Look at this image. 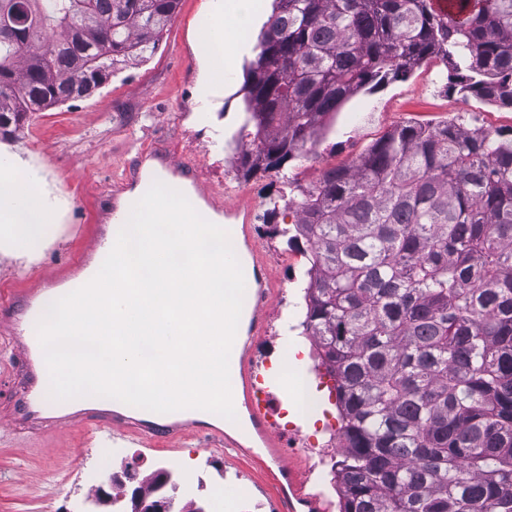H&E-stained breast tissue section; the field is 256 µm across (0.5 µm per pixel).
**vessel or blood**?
Instances as JSON below:
<instances>
[{
  "label": "vessel or blood",
  "mask_w": 512,
  "mask_h": 512,
  "mask_svg": "<svg viewBox=\"0 0 512 512\" xmlns=\"http://www.w3.org/2000/svg\"><path fill=\"white\" fill-rule=\"evenodd\" d=\"M162 182L179 191H193L203 203L204 218L223 217L227 230L237 243L247 248L248 262L244 270L250 282L247 301V334L264 335L270 304L271 274L255 237L253 206L245 200H228L223 191L208 186L199 173L189 167L174 151L156 149L140 152L131 167L112 180V192L94 211L93 224L86 236L87 244L78 257L61 266L43 279L20 281L0 289V329H8L12 345L22 358L19 373L24 385L23 396L0 413V421L31 435L45 429L61 432L82 425L88 416L108 428L111 435L135 438L145 446L165 445L177 451L182 440L194 430L204 429L209 444L234 449L247 455V448L222 429L202 427L200 421L186 417L183 411L154 413L136 411L120 401L99 398H78V411L50 399L49 375L40 366L43 350L36 324L44 313L47 298H60L89 282L111 251L112 238L117 233V215H129L139 195L145 194L154 182ZM230 375L235 381L236 396L246 408L251 426L262 441L268 456L278 463L280 472H293L294 467L281 454V442L271 427V411L256 399V376L250 345L235 347L230 363ZM279 512H325L316 496L295 492L281 494Z\"/></svg>",
  "instance_id": "b4317fda"
}]
</instances>
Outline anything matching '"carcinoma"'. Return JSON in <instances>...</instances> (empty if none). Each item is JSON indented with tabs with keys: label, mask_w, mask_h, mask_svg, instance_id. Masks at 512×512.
<instances>
[{
	"label": "carcinoma",
	"mask_w": 512,
	"mask_h": 512,
	"mask_svg": "<svg viewBox=\"0 0 512 512\" xmlns=\"http://www.w3.org/2000/svg\"><path fill=\"white\" fill-rule=\"evenodd\" d=\"M25 2L0 29V137L153 52L179 0ZM275 0L244 84L249 175L307 156L338 108L439 57L512 108V0ZM281 229L309 251L305 332L336 380L340 512H512V135L386 132Z\"/></svg>",
	"instance_id": "obj_1"
}]
</instances>
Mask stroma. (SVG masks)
Here are the masks:
<instances>
[{"mask_svg": "<svg viewBox=\"0 0 512 512\" xmlns=\"http://www.w3.org/2000/svg\"><path fill=\"white\" fill-rule=\"evenodd\" d=\"M210 0H181L158 48L111 75L91 96L30 113L16 138L0 141V151L32 168L50 202L52 222L42 247L33 252L0 249V284L35 278L71 259L81 248L79 227L88 225L96 199L105 197L124 162L140 151L164 144L189 160L204 180L225 190L228 198L248 196L255 203L256 237L269 259L274 297L266 336L254 344L255 359L278 368L287 355L283 327L292 321L302 345H309L302 323L307 260L301 249L278 236L281 215H270L273 199L287 196L300 202V188L314 185L328 165H346L386 131L413 123L455 122L493 133L512 130V108L491 105L448 87L450 72L430 59L404 79L385 82L346 101L314 155L291 161L280 172L245 175L234 136L244 110L246 69L256 57L244 54L234 69L224 71V94L207 120L197 111L203 92L198 82L197 41ZM56 457L27 447L12 429H0V512H89L93 490L107 471L135 464L143 474L161 461L198 476L199 484L247 488L245 512H274L273 486L265 474L263 452L233 461L224 450L205 447L189 437L172 452L163 447L110 437L92 430L56 439ZM82 451L78 466L62 465L67 446ZM303 490L322 499L327 512H337L338 498L330 460L309 449L295 452ZM184 485L179 499L199 494Z\"/></svg>", "mask_w": 512, "mask_h": 512, "instance_id": "35a3bbf8", "label": "stroma"}]
</instances>
